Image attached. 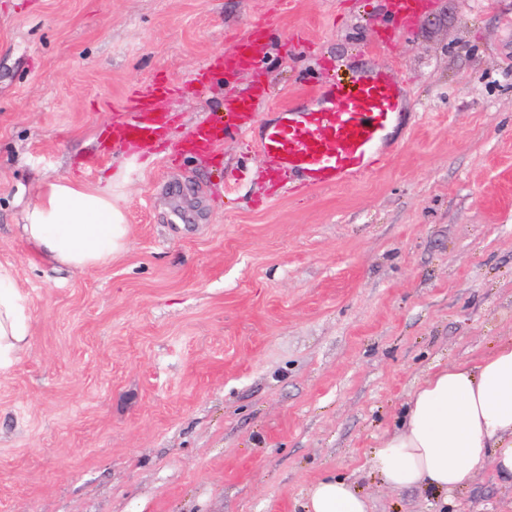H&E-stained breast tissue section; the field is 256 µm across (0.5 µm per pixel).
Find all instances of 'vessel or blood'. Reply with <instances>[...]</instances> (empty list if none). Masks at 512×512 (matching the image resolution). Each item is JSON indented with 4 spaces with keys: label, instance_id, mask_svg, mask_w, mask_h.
Masks as SVG:
<instances>
[{
    "label": "vessel or blood",
    "instance_id": "vessel-or-blood-1",
    "mask_svg": "<svg viewBox=\"0 0 512 512\" xmlns=\"http://www.w3.org/2000/svg\"><path fill=\"white\" fill-rule=\"evenodd\" d=\"M423 0H391L388 21L409 24L423 10ZM265 46L253 36L242 37L224 58L225 73L232 74L258 63ZM152 84L138 92L128 106L119 138L128 150L146 148L158 119H146L150 98L164 92ZM320 104L306 110L282 109L279 119L266 125L259 151L277 173L301 178L310 188L335 187L372 173L381 161V146L404 109L401 86L381 71L354 74L348 83L337 82L316 93ZM234 114L236 128L249 133L254 100L232 96L224 103Z\"/></svg>",
    "mask_w": 512,
    "mask_h": 512
}]
</instances>
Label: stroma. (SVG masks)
I'll use <instances>...</instances> for the list:
<instances>
[{"instance_id": "35a3bbf8", "label": "stroma", "mask_w": 512, "mask_h": 512, "mask_svg": "<svg viewBox=\"0 0 512 512\" xmlns=\"http://www.w3.org/2000/svg\"><path fill=\"white\" fill-rule=\"evenodd\" d=\"M0 0V261L32 346L0 375V512H303L318 478L370 512H512L486 467L454 492L367 460L434 366L512 337V0ZM262 62H217L254 28ZM383 71L406 110L376 172L268 182L258 130L331 75ZM180 88L131 167L108 133L132 90ZM269 96L203 155L181 138L231 93ZM122 173L131 242L74 273L19 224L38 185ZM423 8L422 0H391L387 19L392 23L406 25L412 22Z\"/></svg>"}]
</instances>
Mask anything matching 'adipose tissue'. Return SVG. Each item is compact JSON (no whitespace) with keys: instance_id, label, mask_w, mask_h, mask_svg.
Returning a JSON list of instances; mask_svg holds the SVG:
<instances>
[{"instance_id":"ef3b65f1","label":"adipose tissue","mask_w":512,"mask_h":512,"mask_svg":"<svg viewBox=\"0 0 512 512\" xmlns=\"http://www.w3.org/2000/svg\"><path fill=\"white\" fill-rule=\"evenodd\" d=\"M118 176L90 187L61 177L38 187L22 213V237L47 264L73 272L102 267L127 249L130 226L114 191ZM32 345L27 298L11 264L0 262V374ZM512 475V338L477 364L437 368L414 390L400 427L385 433L371 468L394 489L451 492L476 471ZM306 512H369L348 480L313 483Z\"/></svg>"}]
</instances>
